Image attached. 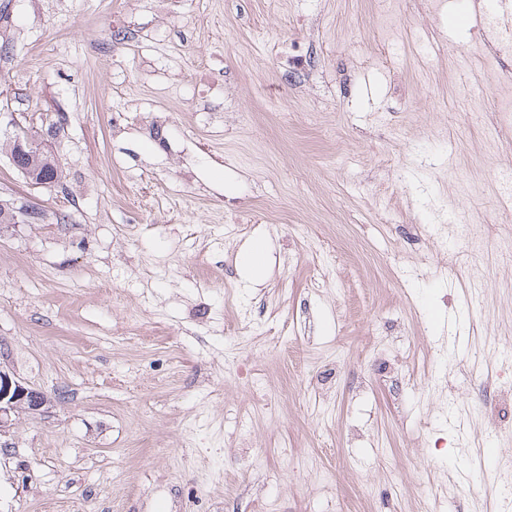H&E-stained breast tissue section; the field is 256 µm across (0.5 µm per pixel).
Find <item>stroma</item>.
Here are the masks:
<instances>
[{"label":"stroma","mask_w":512,"mask_h":512,"mask_svg":"<svg viewBox=\"0 0 512 512\" xmlns=\"http://www.w3.org/2000/svg\"><path fill=\"white\" fill-rule=\"evenodd\" d=\"M401 0H0V512H512V256L476 12ZM270 270L251 287V242ZM503 397L486 401L489 347ZM10 126L14 128L12 134V150L9 152V159L11 164L16 165L19 155L34 156L38 155L43 151L42 144L39 142V138L42 136H52L53 124L49 125L46 129H39L35 126L34 121L31 122V126H25L14 118L10 121ZM19 168L23 171L21 172L18 168L14 167L16 171H18L21 176L30 181H40L46 177L54 175L58 173L61 177V171L56 162V159L52 153H43L38 158H22L18 163ZM58 175H56L53 179L40 181L38 184L34 186L37 187H54L59 182ZM11 224H33L34 221L44 218L40 208L28 202L14 200L10 205ZM50 402L48 395L0 366V434L9 426L11 413L40 414Z\"/></svg>","instance_id":"35a3bbf8"}]
</instances>
